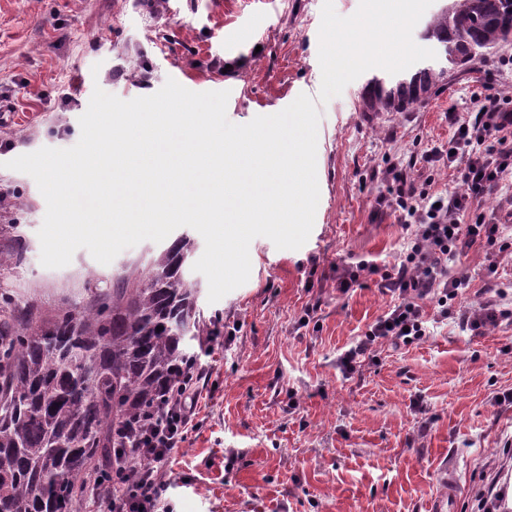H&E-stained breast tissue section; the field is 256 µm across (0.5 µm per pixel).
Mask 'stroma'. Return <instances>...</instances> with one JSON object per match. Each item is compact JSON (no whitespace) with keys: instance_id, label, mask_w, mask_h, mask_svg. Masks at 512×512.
<instances>
[{"instance_id":"35a3bbf8","label":"stroma","mask_w":512,"mask_h":512,"mask_svg":"<svg viewBox=\"0 0 512 512\" xmlns=\"http://www.w3.org/2000/svg\"><path fill=\"white\" fill-rule=\"evenodd\" d=\"M371 0H0V224H16L26 260L0 291L82 304L87 273L104 285L161 244L146 240L107 265L86 249L50 269L38 231L46 201L34 179L6 161L43 147L69 148L94 89L130 100L174 78L195 92L229 91L227 118L242 125L276 113L300 94L321 114L320 199L307 242L280 250L265 237L249 247L248 281L216 303L200 293L205 318L235 333L206 357L198 427L165 468L174 512H432L456 482L454 512H470L486 474L512 489L503 448L512 443V324L464 332L427 309L429 336L343 374L337 357L391 306L366 276L348 294L336 266L348 257L397 263L408 234L389 210L383 169L409 173L425 150L447 144L449 112L499 91L492 60L450 72L412 112H359L368 68L337 75L324 66L334 24L366 14ZM465 273L460 307L488 288L512 292V253L476 247L452 264Z\"/></svg>"}]
</instances>
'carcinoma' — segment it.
<instances>
[{
	"label": "carcinoma",
	"mask_w": 512,
	"mask_h": 512,
	"mask_svg": "<svg viewBox=\"0 0 512 512\" xmlns=\"http://www.w3.org/2000/svg\"><path fill=\"white\" fill-rule=\"evenodd\" d=\"M419 37L436 60L410 73H372L359 111L427 103L449 70L512 41V0H446ZM17 230L0 225V270L23 263ZM193 252L183 236L147 266L123 268L110 289L90 274L89 300L79 306L0 292V505L77 512L74 480L133 456L142 425L179 381L175 364L204 333L198 283L184 272Z\"/></svg>",
	"instance_id": "1"
}]
</instances>
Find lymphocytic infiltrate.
Masks as SVG:
<instances>
[{
  "label": "lymphocytic infiltrate",
  "mask_w": 512,
  "mask_h": 512,
  "mask_svg": "<svg viewBox=\"0 0 512 512\" xmlns=\"http://www.w3.org/2000/svg\"><path fill=\"white\" fill-rule=\"evenodd\" d=\"M452 135L447 147L424 154L426 166L417 176L406 174L393 162L383 171L390 185L388 195L378 197L400 224L409 231V245L399 263L379 269L365 259L336 266V288L348 293L358 285L362 272L379 273L383 294L395 304L356 340L338 359L344 373H352L372 357L380 343L401 346L423 341L430 331L426 305H433L441 319L457 321L464 330L477 331L501 322H512V305L504 292L485 299L478 310L466 313L455 300L467 290V275L448 272L449 261L465 254L474 244L495 245L500 224L496 215L486 214L483 200L499 185L503 172L512 167V92L504 91L477 103L469 118L449 113ZM447 161L457 186L445 195L431 193L437 162ZM210 368L199 356L190 355L180 364L182 382L160 413L139 437L138 458L151 459L141 468L136 481L117 483L103 512H173L168 497L170 481L164 464L171 452L186 442L195 427L200 383Z\"/></svg>",
  "instance_id": "obj_1"
}]
</instances>
